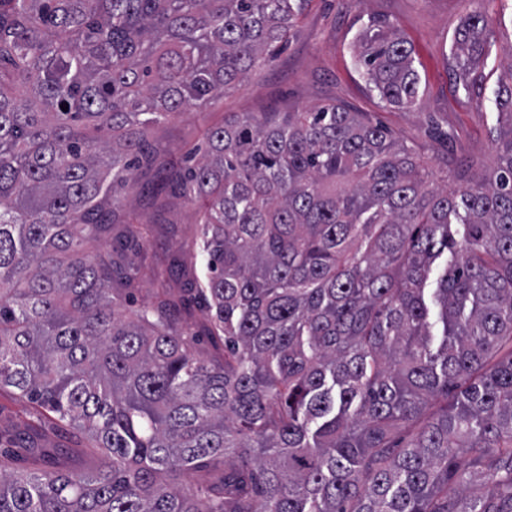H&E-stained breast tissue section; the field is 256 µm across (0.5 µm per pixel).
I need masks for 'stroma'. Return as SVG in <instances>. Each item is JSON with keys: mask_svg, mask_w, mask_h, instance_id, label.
Here are the masks:
<instances>
[{"mask_svg": "<svg viewBox=\"0 0 512 512\" xmlns=\"http://www.w3.org/2000/svg\"><path fill=\"white\" fill-rule=\"evenodd\" d=\"M472 13L488 19L495 45L480 94L469 99L456 87L451 45L461 20ZM374 19L389 21L414 48L421 90L412 109L384 107L367 92L353 66L354 38ZM511 64L512 0H313L286 48L213 105L211 119L220 121L231 112H301L346 104L370 113L394 139L424 144L421 160L428 166L459 165L471 176L491 169L496 161L495 92ZM200 124L197 112L191 110L152 129L150 140L159 161L184 157L200 145ZM436 126L451 133L452 142L434 138ZM152 181V173L141 172L142 191L129 198L136 223L161 225L141 251L140 261L160 264L177 252L204 267L193 209L180 199L153 198L147 191ZM207 323V312L199 304H187L180 313L179 326L194 336V351L210 357L223 352L224 341L206 335ZM0 430L33 438L58 465L80 467L87 462L73 453L51 414H37L27 400L8 393L0 395Z\"/></svg>", "mask_w": 512, "mask_h": 512, "instance_id": "obj_1", "label": "stroma"}]
</instances>
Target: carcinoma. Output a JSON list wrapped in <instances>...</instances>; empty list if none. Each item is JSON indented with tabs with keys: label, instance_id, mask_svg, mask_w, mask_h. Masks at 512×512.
I'll return each instance as SVG.
<instances>
[{
	"label": "carcinoma",
	"instance_id": "obj_1",
	"mask_svg": "<svg viewBox=\"0 0 512 512\" xmlns=\"http://www.w3.org/2000/svg\"><path fill=\"white\" fill-rule=\"evenodd\" d=\"M311 2L0 0V393L103 460L0 472V512H512V80L494 167L451 190L343 104L203 125L162 188L207 261L168 270L224 354L188 348L174 298L117 306L158 279L120 202L155 161L147 131L246 81ZM452 50L472 97L488 20ZM353 63L416 104L388 25Z\"/></svg>",
	"mask_w": 512,
	"mask_h": 512
}]
</instances>
